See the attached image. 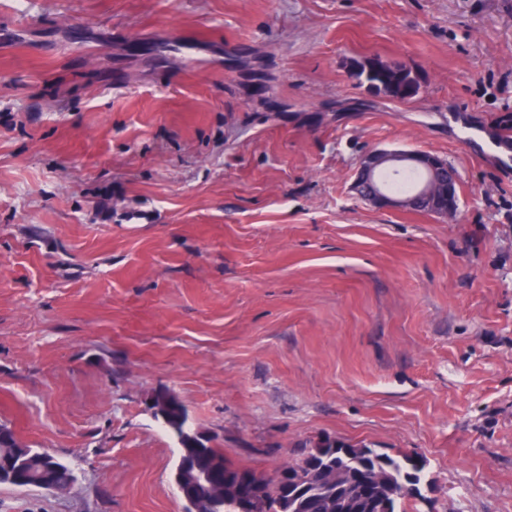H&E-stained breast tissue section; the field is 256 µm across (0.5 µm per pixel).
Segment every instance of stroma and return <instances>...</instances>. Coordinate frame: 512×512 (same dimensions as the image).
I'll return each mask as SVG.
<instances>
[{
    "mask_svg": "<svg viewBox=\"0 0 512 512\" xmlns=\"http://www.w3.org/2000/svg\"><path fill=\"white\" fill-rule=\"evenodd\" d=\"M0 1V425L76 476L0 512H184L163 389L235 465L330 435L512 512V168L462 140L512 146V0ZM374 149L456 218L361 200ZM383 69L372 77H365L364 72H353L352 76L358 81L359 85L374 83L378 92L399 100L411 99L406 96L405 82L406 77L403 76V62L391 61L389 63H381ZM405 168L419 171L422 179L410 195L402 197L397 195L410 193L417 177H394L389 183L390 192L396 194L393 195L387 189L383 175ZM446 169L457 176L452 167L446 166V162L424 150L375 149L360 159L355 189L361 199L374 205L399 209H425L447 219L448 213H457L459 195L458 180L448 178Z\"/></svg>",
    "mask_w": 512,
    "mask_h": 512,
    "instance_id": "stroma-1",
    "label": "stroma"
}]
</instances>
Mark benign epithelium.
Wrapping results in <instances>:
<instances>
[{
	"mask_svg": "<svg viewBox=\"0 0 512 512\" xmlns=\"http://www.w3.org/2000/svg\"><path fill=\"white\" fill-rule=\"evenodd\" d=\"M412 168L422 174L414 191L405 197L387 189L383 175ZM446 162L424 151L375 149L359 161L355 189L359 197L371 204L391 207L425 209L443 219L459 208L458 180L448 178Z\"/></svg>",
	"mask_w": 512,
	"mask_h": 512,
	"instance_id": "obj_1",
	"label": "benign epithelium"
}]
</instances>
